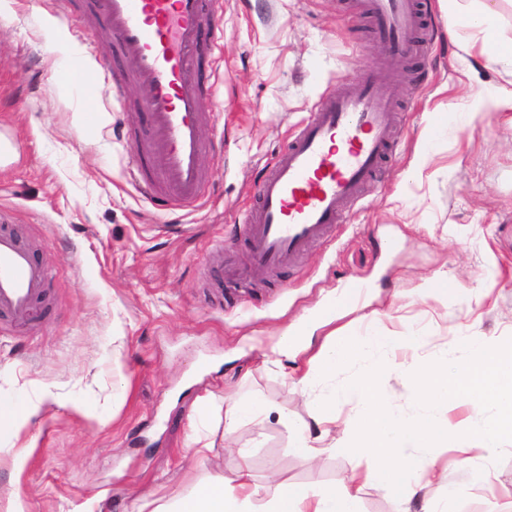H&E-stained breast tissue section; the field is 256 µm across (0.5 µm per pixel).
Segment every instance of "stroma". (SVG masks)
<instances>
[{
  "label": "stroma",
  "instance_id": "obj_1",
  "mask_svg": "<svg viewBox=\"0 0 512 512\" xmlns=\"http://www.w3.org/2000/svg\"><path fill=\"white\" fill-rule=\"evenodd\" d=\"M347 0H224L218 88L203 137L213 198L184 217L144 199L127 172L125 130L149 134L139 91L111 79L85 90L69 71L86 42L108 44L105 23L80 0H0V125L21 149L0 163V225L54 273L51 304L32 320L0 316V400L27 399L37 415L20 433L0 425V512H142L213 477L234 483L242 462L265 488L343 486L373 468L372 453L309 459L289 422H313L297 384L329 329L418 333L381 381L398 411L418 416L403 364L425 365L452 336L512 347V114L472 115L476 96L512 85L450 34L400 71L380 67L368 19ZM399 81L403 120L392 154L327 241L276 271L248 265L240 220L253 186L319 97L363 73ZM128 102L117 112L116 101ZM437 117L438 135H426ZM443 274L449 290L427 293ZM359 301L346 299L352 281ZM331 328L303 336L326 308ZM294 336L287 355L272 345ZM258 397L276 416L224 436V407ZM36 441L25 451L28 441ZM208 443L192 456L196 441ZM447 484L416 487L425 512H512V449L493 475L432 451ZM459 493L449 496L448 485Z\"/></svg>",
  "mask_w": 512,
  "mask_h": 512
}]
</instances>
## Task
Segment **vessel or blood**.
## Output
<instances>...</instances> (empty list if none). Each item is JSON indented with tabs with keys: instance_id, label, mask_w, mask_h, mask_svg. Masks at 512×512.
Wrapping results in <instances>:
<instances>
[{
	"instance_id": "obj_1",
	"label": "vessel or blood",
	"mask_w": 512,
	"mask_h": 512,
	"mask_svg": "<svg viewBox=\"0 0 512 512\" xmlns=\"http://www.w3.org/2000/svg\"><path fill=\"white\" fill-rule=\"evenodd\" d=\"M91 11L111 42L71 67L86 74L88 61L105 66L113 51L128 63L117 79L140 87L150 125L128 154L139 190L174 213L201 207L210 189L201 129L217 91L204 70L221 50L224 0H92ZM362 12L387 62L417 53L414 35L427 25L422 0H364ZM395 97L394 87L370 76L320 97L256 185L259 205L243 220L252 265L294 263L341 222L392 149ZM50 277L13 229L0 226V314L27 321L46 306Z\"/></svg>"
}]
</instances>
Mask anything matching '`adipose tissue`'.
<instances>
[{
	"instance_id": "1",
	"label": "adipose tissue",
	"mask_w": 512,
	"mask_h": 512,
	"mask_svg": "<svg viewBox=\"0 0 512 512\" xmlns=\"http://www.w3.org/2000/svg\"><path fill=\"white\" fill-rule=\"evenodd\" d=\"M414 335L372 333L348 336L331 332L319 350L310 358L301 375V385L311 387L320 377L336 367L355 363L356 377L337 393L328 394L319 403L317 433L296 427L293 446L309 458L325 451L342 450L352 454L373 453L377 464L364 480L380 484L400 501H408L421 480L441 477L442 472L431 451L454 448L459 444L476 446L481 463H490L512 442V354L475 336L447 339L444 352L465 349L470 355L467 365L456 375H449L444 362L428 368L410 369L414 390L428 406V413L407 417L397 412L384 398L379 382L389 367L391 350L417 345ZM357 400L358 415L336 428L337 400ZM461 402L471 408L468 423L449 434L448 422L439 415L440 406ZM493 407L492 418L483 411ZM154 512H358L354 486L314 491L305 484H278L273 493L262 494L255 484L249 466H241L234 484L214 477L197 484L185 496L159 505Z\"/></svg>"
}]
</instances>
